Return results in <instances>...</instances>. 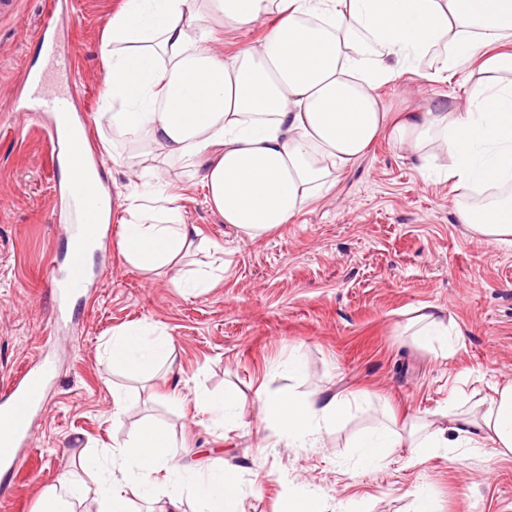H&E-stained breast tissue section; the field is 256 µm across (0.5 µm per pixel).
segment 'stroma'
Listing matches in <instances>:
<instances>
[{
  "label": "stroma",
  "instance_id": "35a3bbf8",
  "mask_svg": "<svg viewBox=\"0 0 512 512\" xmlns=\"http://www.w3.org/2000/svg\"><path fill=\"white\" fill-rule=\"evenodd\" d=\"M56 17L58 42L80 44L76 101L92 140L105 91L100 42L122 0H73ZM44 0L0 6V384L49 344L58 369L35 424L32 448L0 471V512H35L40 490L79 458L131 438L153 419L183 442V462L223 460L241 474L242 512H279L289 494L310 489L328 512H411L416 487L430 489L437 512H512V456L474 448L458 462L436 456L406 466L396 453L382 466L353 471L350 444L387 411L398 420L436 419L452 387L487 398L512 381V245L490 243L460 224L450 184L425 181L415 158L378 138L330 192L267 236L238 234L208 207L193 170L158 163L162 184L182 197L185 223L220 245L224 279L195 295L169 276L126 264L115 249L93 253L101 277L74 301L75 327L55 329L46 280L53 256L68 247L67 222L54 219L62 172L48 161L42 131L15 132L8 108L21 71H47L39 45ZM427 67L403 73L378 95L393 112L423 110L443 95L462 96L465 73L445 83ZM425 304L443 307L463 336L452 356L417 346L402 328ZM141 323L172 337L178 369L143 380L114 367L105 351L113 332ZM303 371L289 380L285 365ZM294 383L299 392L346 390L362 397L319 447L292 448L262 422L255 393ZM126 393L113 420L112 388ZM235 394L247 428L217 433L195 416V392Z\"/></svg>",
  "mask_w": 512,
  "mask_h": 512
}]
</instances>
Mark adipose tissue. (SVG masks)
I'll return each mask as SVG.
<instances>
[{
    "mask_svg": "<svg viewBox=\"0 0 512 512\" xmlns=\"http://www.w3.org/2000/svg\"><path fill=\"white\" fill-rule=\"evenodd\" d=\"M213 19L231 29L262 23L268 33L227 56L211 46ZM100 53L107 90L99 122L112 131L105 149L118 140L136 145L140 161L158 151L199 172L209 207L246 237L291 223L384 136L410 149L428 181L457 189L461 224L512 244V193L479 204L469 196L512 184V0H123ZM423 60L437 82L471 66L463 100L388 112L378 88ZM435 145L449 165L433 167ZM116 197L124 212L116 247L128 265L159 272L190 248L208 249L184 224L180 195L146 181ZM413 324L422 344L448 354L461 336L438 306L419 308ZM107 352L123 371L149 377L172 365L174 343L143 324L114 333ZM257 403L289 446L306 448L333 432L353 401L266 387ZM195 407L213 426L246 425L234 395H199ZM443 416L444 426L368 429L355 444L359 466L381 465L399 449L410 467L440 453L459 460L465 448L512 455V383L471 406L453 390ZM176 446L165 424H147L113 445L109 470L87 456L82 476L43 488L38 512H76L88 501L95 512H132L124 484L148 497L176 479L194 512H237L238 471L187 466Z\"/></svg>",
    "mask_w": 512,
    "mask_h": 512,
    "instance_id": "obj_1",
    "label": "adipose tissue"
}]
</instances>
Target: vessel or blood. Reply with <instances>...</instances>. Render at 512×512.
Segmentation results:
<instances>
[{
    "label": "vessel or blood",
    "mask_w": 512,
    "mask_h": 512,
    "mask_svg": "<svg viewBox=\"0 0 512 512\" xmlns=\"http://www.w3.org/2000/svg\"><path fill=\"white\" fill-rule=\"evenodd\" d=\"M53 67L68 75L77 68V47L59 49L57 43L47 45ZM23 120L44 124L51 159L65 158L79 165L88 152L85 140L60 139L58 134L60 98L40 92L28 95L20 108ZM63 200L56 215L70 220L72 245L66 263H51L48 282L53 291L57 316H65L69 300L89 286L90 272L84 258L86 247L98 244L105 227L98 220L97 204L83 185L71 184L62 190ZM56 370L45 355H36L20 372L0 386V468H13L34 429L36 414L48 397V382Z\"/></svg>",
    "instance_id": "obj_1"
}]
</instances>
